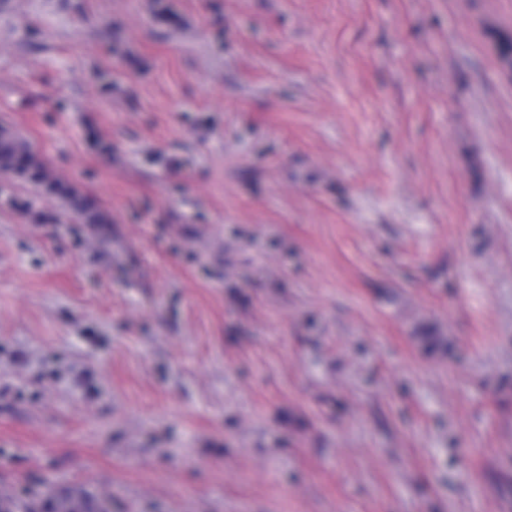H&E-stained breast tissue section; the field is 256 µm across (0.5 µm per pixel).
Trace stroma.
<instances>
[{
	"label": "stroma",
	"instance_id": "35a3bbf8",
	"mask_svg": "<svg viewBox=\"0 0 512 512\" xmlns=\"http://www.w3.org/2000/svg\"><path fill=\"white\" fill-rule=\"evenodd\" d=\"M512 0H0V500L512 512ZM0 170L21 175L46 191L59 195L82 218L92 224H103L105 216L89 201L77 196L70 186L54 180L28 144L7 134L0 137Z\"/></svg>",
	"mask_w": 512,
	"mask_h": 512
}]
</instances>
